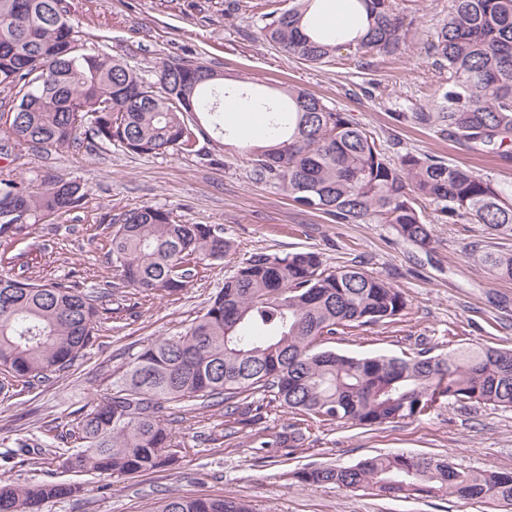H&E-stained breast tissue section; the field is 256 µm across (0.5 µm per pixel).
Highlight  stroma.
Instances as JSON below:
<instances>
[{
  "label": "stroma",
  "mask_w": 512,
  "mask_h": 512,
  "mask_svg": "<svg viewBox=\"0 0 512 512\" xmlns=\"http://www.w3.org/2000/svg\"><path fill=\"white\" fill-rule=\"evenodd\" d=\"M256 2L238 0L231 12L225 0H65L88 51L102 50L145 70L162 59L206 61L224 71L225 89L239 94L299 85L369 130L390 158L426 153L512 181V160L466 151L436 130L391 117L396 109L411 113L431 104L438 72L427 46L447 14L448 0H398L406 25L418 33L400 53L357 58L344 49L317 68L284 57L261 39ZM0 169L34 185L50 175L80 180L88 188L81 209L32 224L0 244L13 276L36 269L52 280L76 271L91 286L115 281L95 237L99 220L147 204L167 209L184 224L222 227L235 244L178 294L144 302L125 288L113 289L109 305L120 309V320L108 323L69 370L23 394L0 393L5 444L43 425L71 426L89 393L105 389L129 354L184 331L225 277L256 252L284 256L314 250L325 269L357 264L406 293L411 306L405 315L335 336L328 346L337 352L399 356L428 349L436 355L460 343L512 347V280L494 276L469 250L472 242L487 240L483 225L437 222L429 203L421 205L433 235L425 249L400 238L388 224H340L254 181L239 138L211 131L199 137L191 155L139 156L102 144L76 152L15 150L0 154ZM220 422L208 408L193 419L170 422L180 457L175 469L107 480L84 474L80 496L48 502L42 512H151L157 499L170 493L237 496L252 512H504L470 500L306 485L293 474L390 452L445 456L462 468L512 472V409L443 399L415 421L373 429L315 427L302 447L268 453L255 448L249 430L224 436Z\"/></svg>",
  "instance_id": "35a3bbf8"
}]
</instances>
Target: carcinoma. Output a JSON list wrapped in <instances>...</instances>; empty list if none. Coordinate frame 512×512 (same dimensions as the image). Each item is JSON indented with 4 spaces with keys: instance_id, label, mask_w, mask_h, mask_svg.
Here are the masks:
<instances>
[{
    "instance_id": "obj_1",
    "label": "carcinoma",
    "mask_w": 512,
    "mask_h": 512,
    "mask_svg": "<svg viewBox=\"0 0 512 512\" xmlns=\"http://www.w3.org/2000/svg\"><path fill=\"white\" fill-rule=\"evenodd\" d=\"M313 0L262 7L263 38L304 64L321 65L345 47L361 57L392 55L406 37L396 0H347L357 25L346 41L311 28ZM440 80L432 106L407 116L437 127L481 151L512 155V0H448V14L428 47ZM154 80L105 52H88L64 0H0L1 149H79L100 142L147 156L191 154L204 131L188 122L196 112L224 130V107L238 100L219 91L224 73L204 63L162 60ZM284 97L251 96L271 114V141L249 148L252 179L274 185L299 207L338 223L389 224L399 237L425 249L431 226L419 208L435 206L441 223L482 224L512 239V182L495 181L461 164L408 151L390 159L374 137L346 113L297 85ZM86 186L51 178L40 188L0 172V238L27 220L68 213L83 203ZM108 259L121 285L143 297L182 291L190 278L234 247L212 224H181L159 206L145 205L110 223ZM482 266L512 280V252L470 245ZM105 289L65 281L17 279L0 273V391L31 389L71 367L94 343L101 324L119 320ZM409 300L398 288L357 265L328 271L320 253L285 256L257 252L225 279L205 313L182 333L162 336L131 355L108 392L92 393L70 437L18 441L0 453L15 467L30 455L59 461L68 479L0 484V512H42L82 486L73 477L108 478L161 472L177 465L164 410L186 414L224 406V425L255 426L264 401L296 416L288 431L262 447L297 448L302 426L379 427L418 420L442 398L512 408V349L464 345L436 356L354 357L321 347L361 326L403 315ZM303 484L339 489L372 487L396 495L456 497L512 506V473L470 470L445 457L390 453L350 466L325 465L294 473ZM155 512H252L235 497L171 495Z\"/></svg>"
}]
</instances>
